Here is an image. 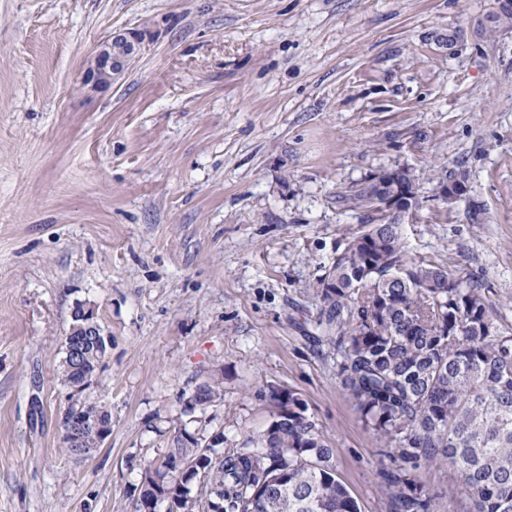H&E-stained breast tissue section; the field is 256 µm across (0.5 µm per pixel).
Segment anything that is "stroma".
Wrapping results in <instances>:
<instances>
[{
	"label": "stroma",
	"mask_w": 512,
	"mask_h": 512,
	"mask_svg": "<svg viewBox=\"0 0 512 512\" xmlns=\"http://www.w3.org/2000/svg\"><path fill=\"white\" fill-rule=\"evenodd\" d=\"M496 0H0V512H138L141 474L199 420L239 448L308 404L361 512L390 461L309 337L317 281L368 211L343 198L412 172L403 242L482 284L512 327V27ZM143 38L104 91L112 32ZM464 176L443 201L436 178ZM112 338L93 398L112 434L63 450L75 302ZM224 398L189 401L211 374ZM441 512H473L448 467ZM142 40L134 31L115 32L100 43L85 84L93 89H106L128 69L141 50Z\"/></svg>",
	"instance_id": "obj_1"
}]
</instances>
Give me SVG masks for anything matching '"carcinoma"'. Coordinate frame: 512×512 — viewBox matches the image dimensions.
I'll return each instance as SVG.
<instances>
[{
  "label": "carcinoma",
  "mask_w": 512,
  "mask_h": 512,
  "mask_svg": "<svg viewBox=\"0 0 512 512\" xmlns=\"http://www.w3.org/2000/svg\"><path fill=\"white\" fill-rule=\"evenodd\" d=\"M345 200L373 209L361 183ZM319 287L314 339L327 346L365 428L388 449L383 479L393 512H438L418 470L442 464L475 512H512V330L497 325L482 287L409 259L398 224H367L349 237ZM176 441L145 469L138 502L165 494L180 509L199 481L193 512H361L308 404L291 390L261 432L241 448L210 449L199 469L167 467L199 455L187 424Z\"/></svg>",
  "instance_id": "cac0c4a2"
}]
</instances>
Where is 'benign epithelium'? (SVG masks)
Returning <instances> with one entry per match:
<instances>
[{"label":"benign epithelium","mask_w":512,"mask_h":512,"mask_svg":"<svg viewBox=\"0 0 512 512\" xmlns=\"http://www.w3.org/2000/svg\"><path fill=\"white\" fill-rule=\"evenodd\" d=\"M142 40L134 31L115 32L100 43L96 51L93 65L85 77V84L93 89H106L118 76L128 69L141 50ZM391 172L383 178L375 180L378 194L373 197L385 213L388 223L398 224L416 204V197L408 191L407 186L398 185L393 181ZM466 190L464 182L455 179L441 188L439 195L448 201L458 199ZM72 323L63 336L64 352L72 364L81 363L87 345H95L104 350L102 337L104 334L94 320L90 308L81 302L75 303L71 312ZM93 426L98 434L97 446L105 444L112 433V423H104L94 412V401L87 400L79 405L75 415L62 422V438L69 443L76 442L81 430Z\"/></svg>","instance_id":"benign-epithelium-1"}]
</instances>
